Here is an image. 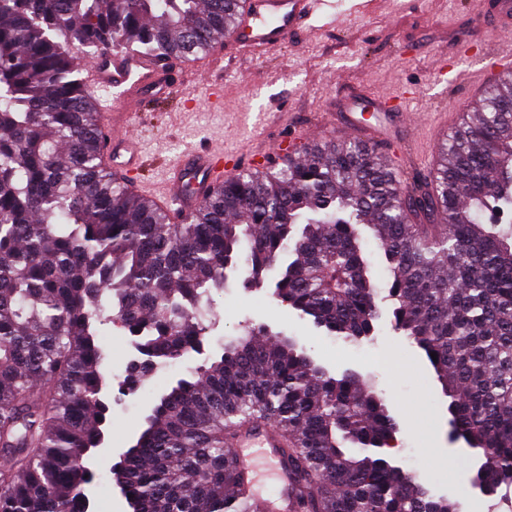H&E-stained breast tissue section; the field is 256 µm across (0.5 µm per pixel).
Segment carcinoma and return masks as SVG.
<instances>
[{
    "instance_id": "obj_1",
    "label": "carcinoma",
    "mask_w": 512,
    "mask_h": 512,
    "mask_svg": "<svg viewBox=\"0 0 512 512\" xmlns=\"http://www.w3.org/2000/svg\"><path fill=\"white\" fill-rule=\"evenodd\" d=\"M234 2L0 0V512H88L85 460L112 417L100 327L119 322L142 373L197 353L226 270L261 285L279 269L273 298L346 342L391 303L448 397L453 441L480 456L471 485L512 488V224L493 218L512 206V74L429 177L401 181L376 151L329 139L239 171L173 224L105 167L69 49L206 53L234 32ZM267 422L293 512H460L376 448L399 429L377 391L251 331L155 401L112 480L133 512H251L224 445ZM363 236L369 238V241L366 245V256L371 264L374 283L382 291V293H385L386 289L388 288L389 277L385 271L383 254L372 242L370 233H368V231L364 230Z\"/></svg>"
}]
</instances>
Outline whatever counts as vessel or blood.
Listing matches in <instances>:
<instances>
[{"label":"vessel or blood","mask_w":512,"mask_h":512,"mask_svg":"<svg viewBox=\"0 0 512 512\" xmlns=\"http://www.w3.org/2000/svg\"><path fill=\"white\" fill-rule=\"evenodd\" d=\"M334 0H241L235 33L223 53L164 64L134 51L102 54L84 64L82 82L87 89L106 88L111 98L101 106L104 153L113 170L131 177L133 191H140L135 176L142 166L141 138L132 130L136 109L145 99L171 96L187 77L205 81L224 56L257 55L277 49L305 33L316 14L332 8ZM512 31V0H481V12L460 36L461 44L475 41L477 34ZM327 121L337 133L347 134L372 146L414 142L419 121L402 98L370 97L360 88L347 86L329 104ZM224 149L193 148L179 155L170 166V180L157 202L165 208L190 212L224 174L230 173ZM279 435L270 425L249 429L233 441L232 451L247 474H254L256 458L269 463L279 481L270 497L258 498L259 512H290L288 476L277 448Z\"/></svg>","instance_id":"1"}]
</instances>
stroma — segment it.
Here are the masks:
<instances>
[{
	"label": "stroma",
	"instance_id": "obj_1",
	"mask_svg": "<svg viewBox=\"0 0 512 512\" xmlns=\"http://www.w3.org/2000/svg\"><path fill=\"white\" fill-rule=\"evenodd\" d=\"M335 2L333 18L316 19L300 39L256 57L225 59L213 76L224 85L222 105L210 104L207 86L198 82L183 86L168 101L144 103L139 115L145 154L142 181L163 179L185 148L219 145L236 152L260 133L303 150L309 144L303 126L323 122L342 77L371 94L415 90L408 103L421 115L415 149L407 155L396 149L386 153L400 178L415 175L424 151L435 152L443 145L431 132L437 113L463 111L467 87L488 64L484 47L456 51L461 29L481 4L374 0L371 13L364 15L353 10L351 0ZM271 112L279 116L273 125L267 122ZM242 280V274L229 275L223 294L216 296L217 320L206 334L203 354L145 375L136 397L113 402L108 444L95 465L99 480L87 490L89 512H129L110 481V469L142 429L153 401L202 364L204 355L221 353L225 342L258 326L294 338L331 373L355 370L382 392L401 426L391 451L393 463L414 470L433 493L456 499L460 512H472L477 505L486 512H512L499 497L485 496L471 486L477 459L464 443L450 441L448 400L421 351L395 331L390 306H382L371 338L347 344L278 303L270 286L247 288Z\"/></svg>",
	"mask_w": 512,
	"mask_h": 512
}]
</instances>
